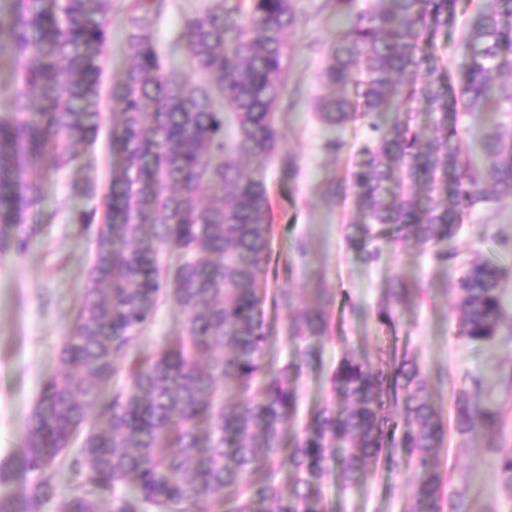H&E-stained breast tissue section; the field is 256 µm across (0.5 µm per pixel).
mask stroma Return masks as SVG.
I'll return each mask as SVG.
<instances>
[{
	"instance_id": "stroma-1",
	"label": "stroma",
	"mask_w": 512,
	"mask_h": 512,
	"mask_svg": "<svg viewBox=\"0 0 512 512\" xmlns=\"http://www.w3.org/2000/svg\"><path fill=\"white\" fill-rule=\"evenodd\" d=\"M213 0H167L150 30V36L167 67L181 68L182 59L171 52L186 15L201 12ZM322 0H293L303 15L302 26L288 33L292 55L285 75L286 93L294 100L277 114L285 152L298 173L282 179L277 165L248 163L254 175L271 186L274 226L269 285L289 291L295 307L311 304L313 291L324 288L331 303V336L315 339L320 365L303 370L296 381L300 417L309 419L329 398V376L343 352L365 362L380 354L413 356L422 367L437 408L451 412L455 392L469 388L472 378L482 382L485 401L502 405L509 422L504 435L478 430L467 435L449 434L446 459L451 487L467 486L469 512H512V490L497 468V461L512 452V397L506 396L503 379L512 372V341L471 343L459 334L460 313L455 307L456 264H443L429 245L377 240L379 260L365 264L348 248L346 227L357 214L351 202L332 200L323 186L343 174L348 153L333 154L325 145L332 140L350 144L368 135L365 124L332 127L315 114L317 99L325 95L319 73L324 51L334 40L344 18L327 15ZM131 0H112V39L103 75L111 88L128 64L126 42L132 29ZM512 132L511 112L460 114L457 146L462 153L479 150L492 132ZM92 167L74 166L58 172L33 169L32 179L41 188V199L16 230L9 245L0 248V466L11 478L0 484V494L23 496L36 473L23 469L20 457L27 425L44 384L60 370L59 348L67 335L87 286L94 251L93 234L76 223V212L105 211L112 154V127L104 125L90 151ZM91 178L95 193L74 195L75 180ZM490 236H483L482 226ZM505 234L508 244L497 236ZM462 259L491 260L505 274L500 293L512 316V197L501 196L469 211L455 238ZM402 281L410 293L394 306L393 323H382L377 304L384 283ZM293 310H268L273 324L264 364L280 369L294 345L288 339ZM185 316L171 302L163 304L153 324L140 335L134 354L147 356L181 337ZM417 474L403 467L379 470L376 477L355 488H343L330 479L326 489L330 512H405L411 502Z\"/></svg>"
}]
</instances>
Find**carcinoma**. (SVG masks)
I'll return each mask as SVG.
<instances>
[{"instance_id":"obj_1","label":"carcinoma","mask_w":512,"mask_h":512,"mask_svg":"<svg viewBox=\"0 0 512 512\" xmlns=\"http://www.w3.org/2000/svg\"><path fill=\"white\" fill-rule=\"evenodd\" d=\"M128 66L112 84V153L117 162L103 223L96 210L87 288L61 345V373L44 385L27 427L21 465L39 479L21 497L0 495V512H325L322 488L338 473L347 487L366 484L383 461L418 473L410 512H468L465 490H449L442 450L446 423L414 359L366 364L345 354L330 376L331 398L291 446L282 436L298 416L295 381L319 361L310 341L333 324L327 290L296 313L295 348L277 372L263 363L269 323L265 304L289 308L292 297L267 287L273 200L265 179L240 162H278L274 113L286 94L287 32L297 23L292 0H217L183 20L176 44L186 72L166 69L147 33L166 0H133ZM462 0H376L353 13L354 0H326L349 23L336 32L320 78L343 93L323 96L320 121L365 120L372 141L357 150L326 195L355 201L364 215L347 228V246L366 262L384 235L439 248L444 263L466 212L487 201L483 183L512 196V136L490 134L484 162L458 152L456 112H498L512 105V0H488L459 21ZM112 0H8L0 14V66L8 64L12 110L0 114V242L26 223L41 188L35 167L59 171L81 161L104 118L100 75L106 62ZM459 31L468 62L449 69L439 41ZM511 75L506 83L494 73ZM431 125L417 124L419 107ZM162 246L180 261L164 267ZM503 270L471 261L457 279L459 335L493 343L512 337L499 290ZM407 289H382L378 317ZM170 300L185 314L184 337L146 361L132 347ZM130 362L127 384L99 405L101 391ZM237 393L224 405L220 387ZM482 383L453 402L461 434L494 431L504 417L480 400ZM86 431L72 459L74 492L60 496L49 470ZM292 468V488L277 476ZM264 470L261 479L253 475Z\"/></svg>"}]
</instances>
